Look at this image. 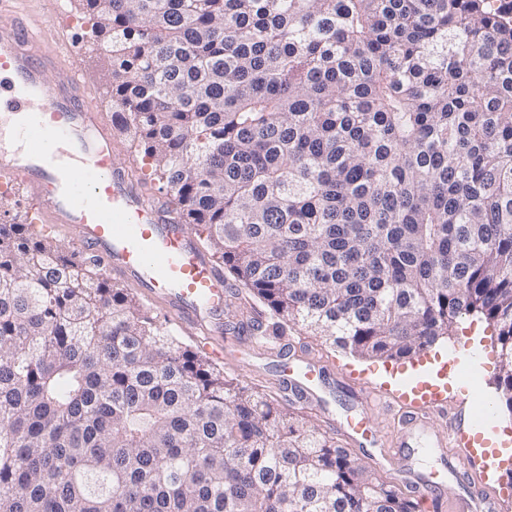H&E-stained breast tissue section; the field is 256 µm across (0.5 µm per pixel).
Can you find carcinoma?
I'll list each match as a JSON object with an SVG mask.
<instances>
[{
    "label": "carcinoma",
    "instance_id": "cac0c4a2",
    "mask_svg": "<svg viewBox=\"0 0 512 512\" xmlns=\"http://www.w3.org/2000/svg\"><path fill=\"white\" fill-rule=\"evenodd\" d=\"M119 132L264 307L361 357L480 314L512 412V0H83ZM98 265L0 224V512H414Z\"/></svg>",
    "mask_w": 512,
    "mask_h": 512
}]
</instances>
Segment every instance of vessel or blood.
I'll list each match as a JSON object with an SVG mask.
<instances>
[{
	"label": "vessel or blood",
	"instance_id": "obj_1",
	"mask_svg": "<svg viewBox=\"0 0 512 512\" xmlns=\"http://www.w3.org/2000/svg\"><path fill=\"white\" fill-rule=\"evenodd\" d=\"M25 0H0L12 18L0 22V112L14 115L23 151L0 146V186L29 195L38 220L71 234L83 249L104 262L111 276L133 282L180 324L224 332V274L201 249L188 226L173 223L165 197L149 192L128 169L112 160L113 126L85 96L83 74L65 65L73 44L63 29L29 24ZM323 371L288 365L283 383L301 389L311 406H322ZM362 409L347 417L344 429L361 448L377 440L371 424L383 397L368 387ZM448 403L430 383L408 393L396 444L381 449L389 463L400 449L426 434L432 413H447ZM495 451L471 450L446 474L468 472L475 480L468 494L445 502V476L413 466L404 481L424 512H497L490 483L498 470Z\"/></svg>",
	"mask_w": 512,
	"mask_h": 512
}]
</instances>
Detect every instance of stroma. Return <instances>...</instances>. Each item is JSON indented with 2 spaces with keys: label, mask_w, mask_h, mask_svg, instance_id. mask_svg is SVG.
Returning a JSON list of instances; mask_svg holds the SVG:
<instances>
[{
  "label": "stroma",
  "mask_w": 512,
  "mask_h": 512,
  "mask_svg": "<svg viewBox=\"0 0 512 512\" xmlns=\"http://www.w3.org/2000/svg\"><path fill=\"white\" fill-rule=\"evenodd\" d=\"M27 14L29 22H49L63 25L76 51L68 57V65L77 67L87 77L91 89L90 99L103 112H110L109 65L98 51L88 47L83 32L86 23L78 0H29ZM248 314L239 309L236 299H228L224 306V336L234 341L232 350L226 351L217 366L228 378L242 385L267 394L280 401L288 410L306 418L321 433L332 437L338 444L349 446V439L337 429L338 422L354 414L364 404V393L359 380L379 386L391 401L390 406L379 408L373 415L375 424L385 440H393L399 428V405L404 398L403 390L383 382L382 374H402L406 365L377 358H357L338 348L330 347L317 337L300 328L293 327L287 336L270 339L268 346H256L246 324ZM480 344L485 349L486 361L481 373L468 377L472 392L493 401V416H496L505 433L512 435V412L496 401L495 379L499 373L498 358L493 350L496 335L492 325L477 315L465 316L455 324L449 336L436 343V350L454 355L461 345ZM298 364L313 362L334 369V379L325 389L327 408L317 409L303 405L292 392L283 389L278 369L282 361Z\"/></svg>",
  "instance_id": "stroma-1"
}]
</instances>
